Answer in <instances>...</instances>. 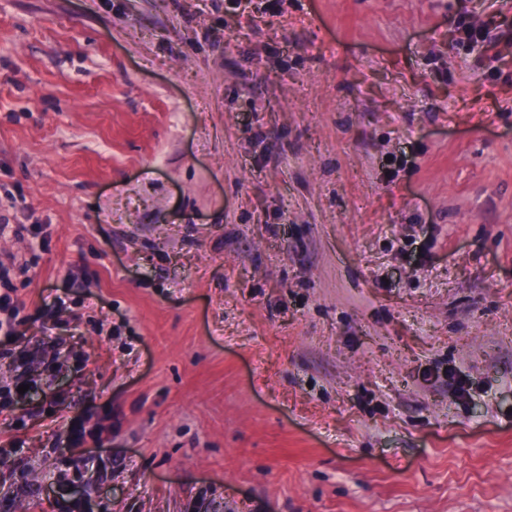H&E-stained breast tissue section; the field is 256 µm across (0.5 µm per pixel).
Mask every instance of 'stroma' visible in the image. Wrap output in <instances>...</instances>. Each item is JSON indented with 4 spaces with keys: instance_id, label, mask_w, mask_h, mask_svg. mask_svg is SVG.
I'll list each match as a JSON object with an SVG mask.
<instances>
[{
    "instance_id": "stroma-1",
    "label": "stroma",
    "mask_w": 512,
    "mask_h": 512,
    "mask_svg": "<svg viewBox=\"0 0 512 512\" xmlns=\"http://www.w3.org/2000/svg\"><path fill=\"white\" fill-rule=\"evenodd\" d=\"M0 215V512H512V0H0ZM10 271L11 267L9 265L4 264L2 261L0 262V288H4V292L2 293V289L0 292V311L10 313L11 317L17 310V305L15 304L11 292L13 288L11 287L10 282ZM9 317L5 320V323L0 320V331L2 332L3 326L5 324V335L10 336L14 333V323L12 318Z\"/></svg>"
}]
</instances>
